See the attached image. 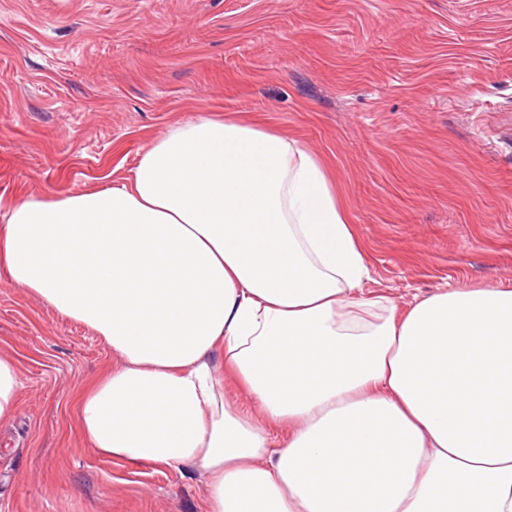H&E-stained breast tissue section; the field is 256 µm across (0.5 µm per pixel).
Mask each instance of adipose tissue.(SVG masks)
<instances>
[{"label":"adipose tissue","mask_w":512,"mask_h":512,"mask_svg":"<svg viewBox=\"0 0 512 512\" xmlns=\"http://www.w3.org/2000/svg\"><path fill=\"white\" fill-rule=\"evenodd\" d=\"M0 270L111 348L90 448L196 466L207 512H512V289L366 295L295 139L201 114L107 186L0 194Z\"/></svg>","instance_id":"obj_1"}]
</instances>
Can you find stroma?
<instances>
[{"label": "stroma", "mask_w": 512, "mask_h": 512, "mask_svg": "<svg viewBox=\"0 0 512 512\" xmlns=\"http://www.w3.org/2000/svg\"><path fill=\"white\" fill-rule=\"evenodd\" d=\"M200 113L322 159L365 290L512 289V0H0V194L106 186ZM0 355V512H206L195 467L86 446L73 401L112 351L1 272ZM21 389L15 361L0 356V423L15 416Z\"/></svg>", "instance_id": "obj_1"}]
</instances>
